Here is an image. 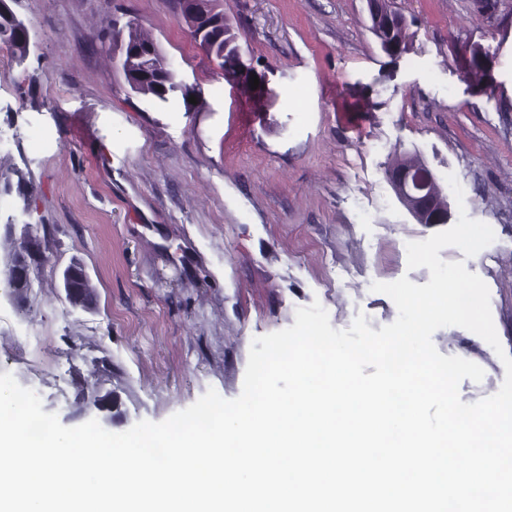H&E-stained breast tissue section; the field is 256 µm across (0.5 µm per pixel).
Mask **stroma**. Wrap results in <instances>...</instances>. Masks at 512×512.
Returning <instances> with one entry per match:
<instances>
[{
  "label": "stroma",
  "instance_id": "1",
  "mask_svg": "<svg viewBox=\"0 0 512 512\" xmlns=\"http://www.w3.org/2000/svg\"><path fill=\"white\" fill-rule=\"evenodd\" d=\"M27 25L24 65H0V266L30 222L44 263L24 296L0 282V370L67 427L119 433L160 422L208 389L240 395L254 338L320 302L332 328L397 315L375 282L406 277V246L440 232L416 223L386 171L418 156L438 181L467 185L464 207L494 241L472 257L503 354L458 326L436 349L481 366L473 403L496 393L512 356V33L474 20L472 0H389L410 50L385 55L366 0H223L244 60L268 82L225 79L172 0H8ZM132 19L187 86L162 102L131 90L102 34ZM495 57L491 95L468 75L470 45ZM384 196L371 224L356 201ZM38 208L24 215L26 200ZM81 264L96 300L73 307L62 274ZM109 403L106 411L95 400Z\"/></svg>",
  "mask_w": 512,
  "mask_h": 512
}]
</instances>
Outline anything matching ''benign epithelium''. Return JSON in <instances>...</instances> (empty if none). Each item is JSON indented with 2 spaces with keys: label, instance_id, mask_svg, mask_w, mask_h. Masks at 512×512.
<instances>
[{
  "label": "benign epithelium",
  "instance_id": "benign-epithelium-1",
  "mask_svg": "<svg viewBox=\"0 0 512 512\" xmlns=\"http://www.w3.org/2000/svg\"><path fill=\"white\" fill-rule=\"evenodd\" d=\"M371 26L370 29L379 41L382 51L389 56H397L402 48L411 43V35L406 22L388 8L387 0H367ZM476 10L482 12L487 22L501 24L499 10L492 0H475ZM174 9L178 20L184 23L202 48L224 41V13L218 0H176ZM159 51L158 45L151 41L143 47L132 50L128 57L118 59L125 65L126 71L138 68L143 51ZM224 75L235 79H246L253 75L243 61L241 49H235L224 57ZM387 178L394 189L399 202L411 217L419 224H446L450 219V204L446 200L444 188L437 182L434 173L425 162L406 157L397 159L387 171ZM29 265L24 257L13 262L11 268L12 287L21 289L27 286ZM63 286L72 306L81 309L91 307L85 297V289L74 283L73 269L63 272Z\"/></svg>",
  "mask_w": 512,
  "mask_h": 512
}]
</instances>
